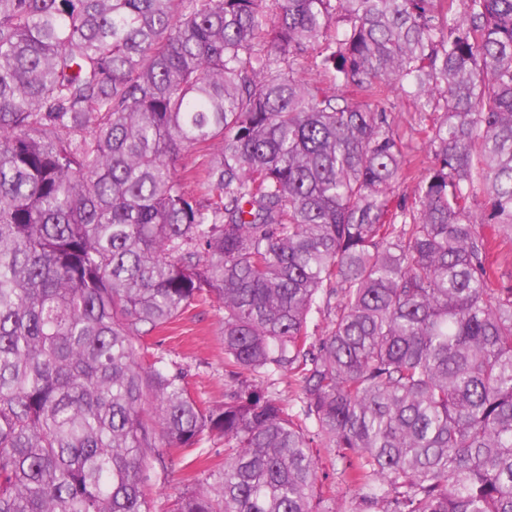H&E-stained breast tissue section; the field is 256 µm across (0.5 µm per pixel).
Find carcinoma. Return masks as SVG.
Returning <instances> with one entry per match:
<instances>
[{
	"instance_id": "carcinoma-1",
	"label": "carcinoma",
	"mask_w": 512,
	"mask_h": 512,
	"mask_svg": "<svg viewBox=\"0 0 512 512\" xmlns=\"http://www.w3.org/2000/svg\"><path fill=\"white\" fill-rule=\"evenodd\" d=\"M511 244L512 0H0V512L212 435L177 512H346L314 435L358 512H512ZM207 300L213 407L143 345ZM318 460L319 481L316 486V499L334 498L336 503L352 508L353 489L342 477V463L336 459L330 448H314Z\"/></svg>"
}]
</instances>
